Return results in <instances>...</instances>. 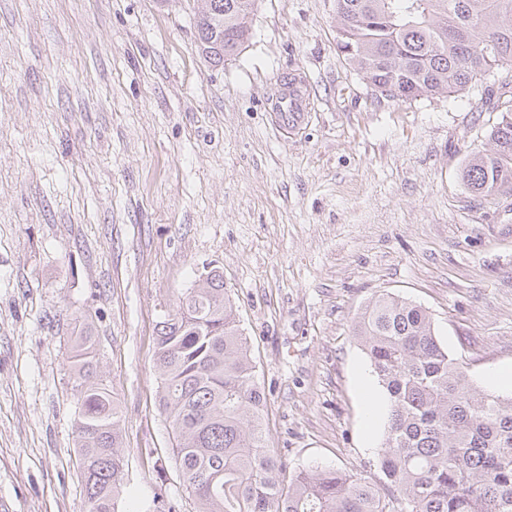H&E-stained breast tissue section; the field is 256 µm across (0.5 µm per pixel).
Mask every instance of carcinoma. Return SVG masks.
Wrapping results in <instances>:
<instances>
[{
    "mask_svg": "<svg viewBox=\"0 0 512 512\" xmlns=\"http://www.w3.org/2000/svg\"><path fill=\"white\" fill-rule=\"evenodd\" d=\"M197 44L216 65L253 35L255 0H209ZM336 47L380 95L455 94L497 72L502 113L490 149L459 176L471 193L512 194V0H336ZM387 395L384 479L302 469L283 484L266 444L264 394L246 337L215 271L196 281L159 322V407L198 512H512V395L477 390L448 353L428 311L374 298L354 327ZM94 339L73 340L81 409L74 423L87 512H115L123 482L122 434L109 390L90 367Z\"/></svg>",
    "mask_w": 512,
    "mask_h": 512,
    "instance_id": "obj_1",
    "label": "carcinoma"
}]
</instances>
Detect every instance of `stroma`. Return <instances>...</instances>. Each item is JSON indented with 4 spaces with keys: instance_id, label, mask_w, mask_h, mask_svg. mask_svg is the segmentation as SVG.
Segmentation results:
<instances>
[{
    "instance_id": "35a3bbf8",
    "label": "stroma",
    "mask_w": 512,
    "mask_h": 512,
    "mask_svg": "<svg viewBox=\"0 0 512 512\" xmlns=\"http://www.w3.org/2000/svg\"><path fill=\"white\" fill-rule=\"evenodd\" d=\"M201 0H0V512H86L70 345L83 327L124 439L117 512H196L158 405L157 324L218 270L284 478L376 482L370 360L353 334L386 293L426 308L480 390L512 366V195L459 179L500 113L486 82L376 97L336 49V0H258L221 65ZM306 76L308 127L269 96Z\"/></svg>"
}]
</instances>
